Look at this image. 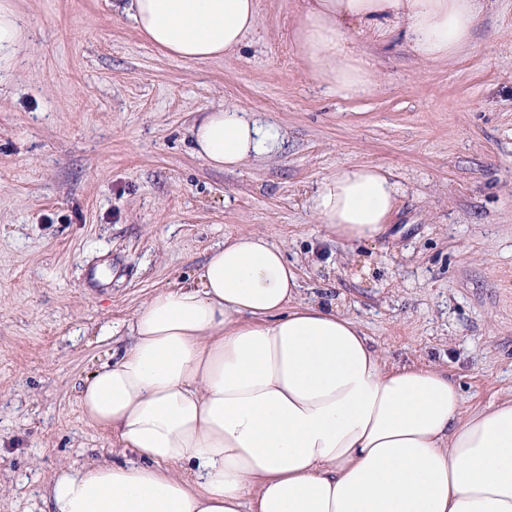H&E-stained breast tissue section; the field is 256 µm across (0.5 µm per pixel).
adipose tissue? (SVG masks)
I'll return each instance as SVG.
<instances>
[{
    "label": "adipose tissue",
    "instance_id": "1",
    "mask_svg": "<svg viewBox=\"0 0 512 512\" xmlns=\"http://www.w3.org/2000/svg\"><path fill=\"white\" fill-rule=\"evenodd\" d=\"M116 8L183 60L236 53L258 24L257 0ZM482 12V0H305L292 38L311 77L360 97L378 82L357 42L448 60ZM26 40L0 0V72ZM190 135L207 165L230 171L284 142L242 107L204 112ZM398 194L384 166L347 164L317 181L310 207L337 238L372 241ZM79 404L135 458L63 468L49 512H512V399L467 414L445 371L389 364L354 318L301 300L295 265L259 232L225 239L195 281L146 301Z\"/></svg>",
    "mask_w": 512,
    "mask_h": 512
}]
</instances>
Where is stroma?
Returning a JSON list of instances; mask_svg holds the SVG:
<instances>
[{"label": "stroma", "instance_id": "stroma-1", "mask_svg": "<svg viewBox=\"0 0 512 512\" xmlns=\"http://www.w3.org/2000/svg\"><path fill=\"white\" fill-rule=\"evenodd\" d=\"M113 0H13L29 25L0 78V512H47L72 462H123L87 425L83 382L136 309L194 279L212 246L257 231L388 362L437 366L465 412L512 397V0H485L472 46L423 62L360 46L375 94L343 98L292 42L303 0H258L236 55L170 57ZM239 106L285 132L229 171L192 148L200 112ZM400 185L383 235L329 236L307 200L346 163Z\"/></svg>", "mask_w": 512, "mask_h": 512}]
</instances>
